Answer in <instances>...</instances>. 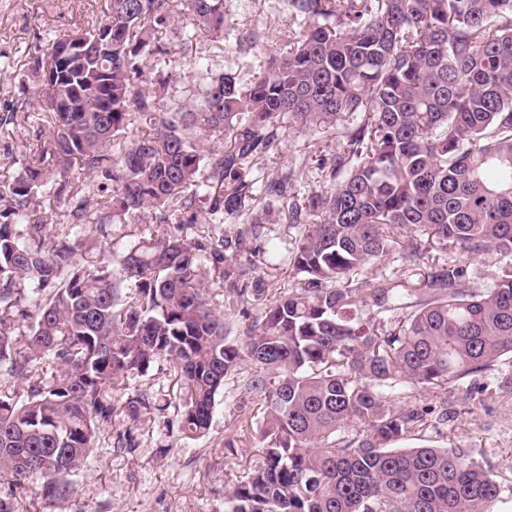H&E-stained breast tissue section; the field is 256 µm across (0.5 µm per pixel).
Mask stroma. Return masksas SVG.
<instances>
[{"instance_id":"stroma-1","label":"stroma","mask_w":512,"mask_h":512,"mask_svg":"<svg viewBox=\"0 0 512 512\" xmlns=\"http://www.w3.org/2000/svg\"><path fill=\"white\" fill-rule=\"evenodd\" d=\"M104 0H0V104L10 101L28 75V52L38 34L83 26L101 20ZM240 29L262 33L264 41L252 51L241 80H249L266 64L267 48L286 51L292 20L287 11L270 9L258 0L254 9L234 12ZM288 144L266 156L264 165L277 170L309 155L329 157L333 138L308 136L302 125L289 123ZM459 410L458 421L442 431L424 430L416 445L461 448L490 469L501 487L496 512H512V405L501 401L493 381L480 380L478 391L449 393ZM258 411L249 396L217 397L212 427L198 440L178 433L174 410L146 415L142 445L131 453H116L113 433L124 429L122 415L105 425L92 467L80 474L68 512H224V490L245 481L260 464L263 445L247 421Z\"/></svg>"}]
</instances>
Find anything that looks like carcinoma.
I'll use <instances>...</instances> for the list:
<instances>
[{
	"label": "carcinoma",
	"instance_id": "1",
	"mask_svg": "<svg viewBox=\"0 0 512 512\" xmlns=\"http://www.w3.org/2000/svg\"><path fill=\"white\" fill-rule=\"evenodd\" d=\"M275 2L296 29L246 83L260 35H238L216 70L235 28L224 0H107L98 24L33 46L34 90L0 110V134L49 127L0 176V377L15 384L0 393V477L41 480L66 512L110 392L163 363L186 439L208 434L230 383L258 406L262 462L224 491V512H495L500 485L464 450L394 444L457 418L445 399L402 401L408 388L469 392L488 376L512 401L499 376L512 357V0ZM177 56L199 91L173 106ZM288 118L336 138L317 165L328 190L300 194L306 160L263 166ZM143 119L151 132L128 136ZM75 164L89 174L78 188ZM42 199L58 223L36 217ZM277 210L296 231L287 251L260 241ZM128 223L163 230L126 245ZM196 224L210 231L188 236ZM401 230L507 263L479 283L449 260L410 289L423 248L399 245ZM90 236L102 256L80 261ZM255 251L299 287L272 301L229 273ZM394 253L399 271L378 268ZM231 276L238 312H219ZM24 301L35 314L19 330ZM155 408L127 397L111 447H141Z\"/></svg>",
	"mask_w": 512,
	"mask_h": 512
}]
</instances>
